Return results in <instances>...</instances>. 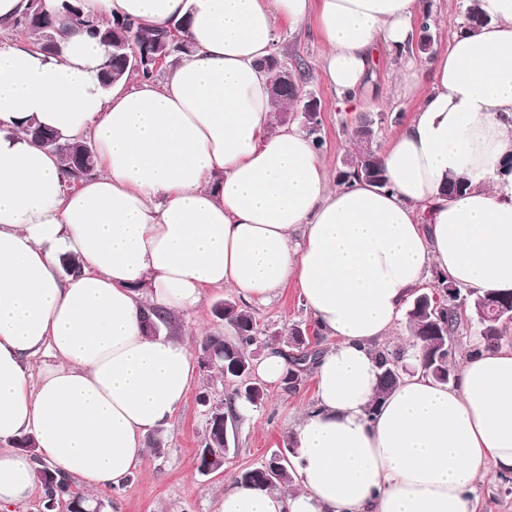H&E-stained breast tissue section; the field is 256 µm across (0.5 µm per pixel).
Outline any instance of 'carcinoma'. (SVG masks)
Wrapping results in <instances>:
<instances>
[{
  "label": "carcinoma",
  "mask_w": 512,
  "mask_h": 512,
  "mask_svg": "<svg viewBox=\"0 0 512 512\" xmlns=\"http://www.w3.org/2000/svg\"><path fill=\"white\" fill-rule=\"evenodd\" d=\"M87 33L98 39L108 50V62L102 76V85L108 90L113 83L130 79L132 74L126 67V56L135 52L149 53L153 48L168 40V30L148 29L142 24L130 20L100 22L85 17L76 20ZM487 23L479 7V0H472L466 9L464 30L476 31ZM15 30L28 34L35 49L43 52L54 50L56 16L45 11L40 0H30L27 10L15 23ZM305 70L298 66L288 73V80H281L277 71H272V84L279 87L274 96L277 105L276 117L280 122L288 118L282 110L286 99L301 97V83ZM27 134L38 144L56 148L68 175L74 180H82L95 172L96 152L92 143L71 142L52 130L30 119L25 125ZM376 136L375 121L362 115L355 120L352 130L353 151L347 154L342 167L336 173V183L343 185L350 180H366L378 187L388 186L385 170L373 149ZM481 298L476 291L457 285L441 273L434 275V290L417 291L406 310L407 329L415 345L419 346L421 367L432 374L440 383L448 382V375L455 374L457 368L456 341L464 330V324L473 325L474 334L489 346H498L502 340V330L507 325L502 317L491 316L477 323L473 321V301ZM215 314L224 319L226 327L233 332L231 336H208L200 349L213 351L215 358L212 367L224 376V380L233 381L234 396L259 407L264 403L265 387L259 381L249 380L243 384L235 381L236 371H250L253 367L251 347L260 341V330L254 314L233 301L226 300L216 304ZM264 346L272 345L266 340ZM291 350L287 379L302 381L304 374L314 367L321 351L310 346L298 328L291 329L286 341ZM374 354L380 369L379 385L369 414H374L385 397L406 377L410 370L403 362V352L386 346H375ZM223 426L209 431L202 450L196 459L197 470L208 466L207 455L214 454L210 442H220ZM295 454L293 444L284 448V458L277 469L268 472L260 464L239 472L236 482L258 490H274L285 487L291 480L289 457ZM38 483L42 489L45 508L51 512L55 504L66 500L72 507L86 506V498L72 490L69 478L56 476L49 466L41 463L36 468Z\"/></svg>",
  "instance_id": "cac0c4a2"
}]
</instances>
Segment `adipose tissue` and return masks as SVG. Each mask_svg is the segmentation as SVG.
Segmentation results:
<instances>
[{
  "instance_id": "1",
  "label": "adipose tissue",
  "mask_w": 512,
  "mask_h": 512,
  "mask_svg": "<svg viewBox=\"0 0 512 512\" xmlns=\"http://www.w3.org/2000/svg\"><path fill=\"white\" fill-rule=\"evenodd\" d=\"M429 63L407 57L405 91L432 87L378 156L389 180L333 184L312 139L280 125L263 61L276 27L315 18L322 70L342 95L377 51L406 54L422 0H82L100 21L187 19L190 54L162 80L100 85L107 49L83 29L54 53L0 43V508L26 500L36 452L86 492L120 486L193 377L186 342L146 335L152 312L194 310L213 288L248 302L295 283L331 338L315 402L289 435L296 489H228L215 512H475L488 468L512 471V348L472 343L447 385L419 365L376 414L373 350L430 271L512 292V0ZM36 118L96 147L68 188ZM468 188L447 197L443 183ZM81 263L66 274L65 257ZM53 362L30 377L39 353Z\"/></svg>"
}]
</instances>
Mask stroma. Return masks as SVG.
<instances>
[{
  "mask_svg": "<svg viewBox=\"0 0 512 512\" xmlns=\"http://www.w3.org/2000/svg\"><path fill=\"white\" fill-rule=\"evenodd\" d=\"M469 3L470 0H435L436 20L430 29L435 51L446 49L460 32ZM325 52L326 46L313 23L295 30L278 24L277 55L290 65L303 60L306 66L303 91L321 102L318 129L325 142L321 155L329 172L334 173L352 149L349 124L355 117L366 115L375 119L378 126L375 144L385 147L411 119L418 96L430 90L431 81L422 79L415 95H404L397 87L395 76L401 61L384 54L371 66L354 99L345 100L322 76ZM232 296V291L226 288L208 290L195 312L174 316V329L188 340L191 349H198L202 337L224 335V321L215 315L214 307ZM247 308L253 312L260 329L270 332L284 333L295 326L303 329L314 326L292 284L280 289L272 301L251 302ZM231 391V384L215 371L196 368L185 402L160 433L164 452L149 454L121 489L98 494L103 512H214L217 496L234 486L241 470L261 464L282 449L292 422L314 402L312 376H304L293 391L285 390L280 384L267 386L265 402L256 408L251 419L233 416L223 468L213 474H201L195 459L206 434L207 418L197 397L205 393L212 402L225 403Z\"/></svg>",
  "mask_w": 512,
  "mask_h": 512,
  "instance_id": "1",
  "label": "stroma"
}]
</instances>
